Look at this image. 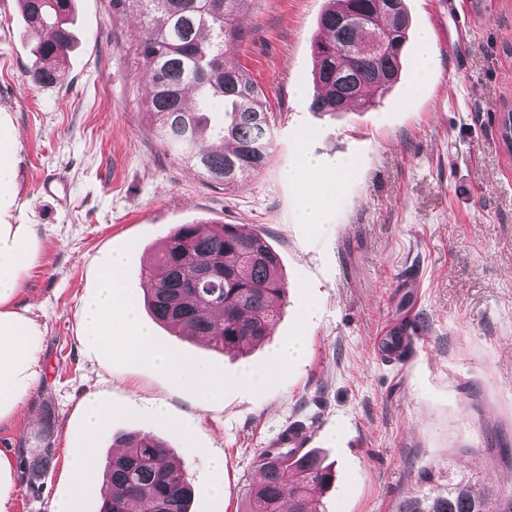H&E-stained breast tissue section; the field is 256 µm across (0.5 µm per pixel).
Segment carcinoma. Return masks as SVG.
Returning a JSON list of instances; mask_svg holds the SVG:
<instances>
[{
	"instance_id": "cac0c4a2",
	"label": "carcinoma",
	"mask_w": 512,
	"mask_h": 512,
	"mask_svg": "<svg viewBox=\"0 0 512 512\" xmlns=\"http://www.w3.org/2000/svg\"><path fill=\"white\" fill-rule=\"evenodd\" d=\"M25 22L49 31L33 50L36 84L60 76L74 45L70 16L75 0H19ZM252 0H112L116 12H137L141 32L133 59L146 79L141 101L161 144L207 180L235 186L259 173L272 149L274 115L264 89L236 59L242 38L237 17ZM321 15L330 37L312 44L315 61L310 110L338 116L357 103L372 106L402 69L408 28L405 0H328ZM387 46L366 50L375 31ZM198 106L189 109V91ZM499 139L512 156V108L505 109ZM145 304L179 336L202 338L216 351L242 353L270 335L286 285L281 260L260 230L241 224H179L165 250L145 269ZM48 417L38 459L54 454ZM123 453L110 459L99 512H190L192 488L184 469L171 466L170 449L154 437L115 439ZM244 512H318L332 467L309 449L267 448ZM395 512H512V491L490 496L464 474L448 478L444 494L400 501Z\"/></svg>"
}]
</instances>
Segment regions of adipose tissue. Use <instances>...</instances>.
<instances>
[{"instance_id": "1", "label": "adipose tissue", "mask_w": 512, "mask_h": 512, "mask_svg": "<svg viewBox=\"0 0 512 512\" xmlns=\"http://www.w3.org/2000/svg\"><path fill=\"white\" fill-rule=\"evenodd\" d=\"M39 249L32 225L0 224V420L15 412L38 379L42 331L11 310L10 303ZM121 267L120 258H113L100 290L81 309L87 340L105 352L116 351L171 373L185 384L198 406H208L222 388V378L205 367L172 359L153 343L124 296Z\"/></svg>"}]
</instances>
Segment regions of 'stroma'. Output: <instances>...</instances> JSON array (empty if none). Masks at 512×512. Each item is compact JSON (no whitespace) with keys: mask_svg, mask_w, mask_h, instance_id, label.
<instances>
[{"mask_svg":"<svg viewBox=\"0 0 512 512\" xmlns=\"http://www.w3.org/2000/svg\"><path fill=\"white\" fill-rule=\"evenodd\" d=\"M405 2L397 81L375 107L332 118L309 109L327 0H253L235 54L268 98L273 151L256 177L226 188L155 139L129 52L136 16L75 0L76 44L60 81L40 86L28 69L41 35L18 0H0V124L18 133L15 205L0 222L32 225L41 243L10 307L43 333L37 383L0 421V457L13 466L8 512H51L75 458L92 448L105 469L114 435L132 430L162 438L182 463L192 512H241L260 452L292 423L313 429L334 466L321 512H392L430 465L479 476L492 493L512 489V159L498 136L512 103V0L482 10L456 0L453 12L446 0ZM458 15L463 53L446 45ZM305 157L315 169L290 178ZM57 175L64 205L43 189ZM314 202L317 228L299 221ZM201 223L261 230L281 258L288 292L274 333L243 357L172 335L144 305L143 266L171 227ZM116 253L157 344L223 375L208 407L172 376L86 343L81 306ZM405 317L418 337L386 361L375 339ZM291 336L304 339L301 358L273 364ZM246 367L267 371L263 388L242 380ZM90 395L112 412L88 440ZM160 404L175 424L156 421ZM47 413L54 454L24 470L20 453L39 447Z\"/></svg>","mask_w":512,"mask_h":512,"instance_id":"35a3bbf8","label":"stroma"}]
</instances>
